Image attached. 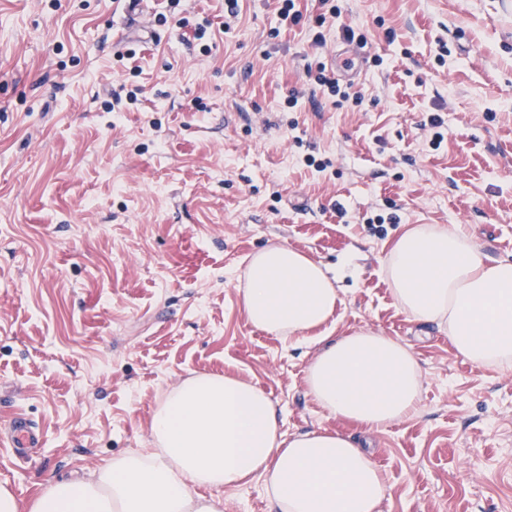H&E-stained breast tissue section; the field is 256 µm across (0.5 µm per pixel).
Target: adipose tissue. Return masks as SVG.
<instances>
[{"mask_svg": "<svg viewBox=\"0 0 512 512\" xmlns=\"http://www.w3.org/2000/svg\"><path fill=\"white\" fill-rule=\"evenodd\" d=\"M383 268L399 307L446 329L465 360L512 365L511 260H491L458 226L414 224ZM236 278L250 323L296 346L342 302L323 266L285 244L254 254ZM319 342L306 384L323 410L371 430L416 411L421 368L409 347L370 328ZM151 430L153 451L52 485L33 503L0 486V512H222L220 490L257 474L270 512H377L387 493L365 452L329 431L285 438L266 392L237 378L181 381L158 406Z\"/></svg>", "mask_w": 512, "mask_h": 512, "instance_id": "obj_1", "label": "adipose tissue"}]
</instances>
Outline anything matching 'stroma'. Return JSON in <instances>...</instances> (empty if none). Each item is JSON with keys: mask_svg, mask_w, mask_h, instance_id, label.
Returning <instances> with one entry per match:
<instances>
[{"mask_svg": "<svg viewBox=\"0 0 512 512\" xmlns=\"http://www.w3.org/2000/svg\"><path fill=\"white\" fill-rule=\"evenodd\" d=\"M335 3L296 0L294 24L277 0L229 21L224 0H0V425L21 413L44 435L27 459L0 441V486L29 502L149 450L175 384L229 375L285 435L367 449L380 512H512V367L465 361L381 266L410 224L512 260V0ZM348 26L365 58L340 104L316 76L336 77ZM275 243L339 273L318 335L411 346L416 414L372 431L317 405L316 344L254 327L231 276ZM223 494L224 512H269L261 478Z\"/></svg>", "mask_w": 512, "mask_h": 512, "instance_id": "obj_1", "label": "stroma"}]
</instances>
